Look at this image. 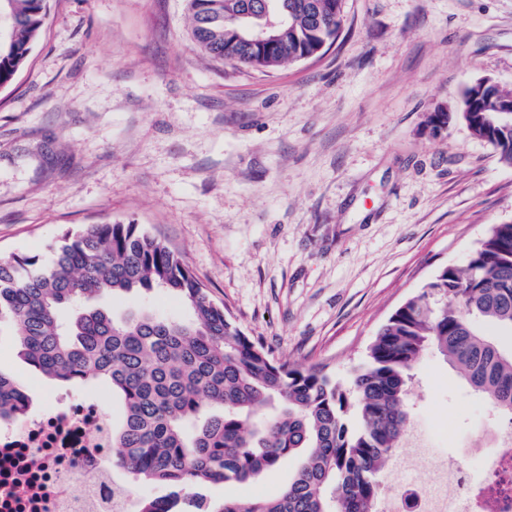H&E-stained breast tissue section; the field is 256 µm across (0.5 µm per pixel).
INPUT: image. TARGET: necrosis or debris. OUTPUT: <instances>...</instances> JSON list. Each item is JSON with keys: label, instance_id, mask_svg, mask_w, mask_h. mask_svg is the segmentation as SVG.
Returning a JSON list of instances; mask_svg holds the SVG:
<instances>
[{"label": "necrosis or debris", "instance_id": "necrosis-or-debris-1", "mask_svg": "<svg viewBox=\"0 0 512 512\" xmlns=\"http://www.w3.org/2000/svg\"><path fill=\"white\" fill-rule=\"evenodd\" d=\"M476 470L449 461L430 487L397 483L384 512H512V428ZM112 466L111 419L98 397L50 401L0 424V512H130Z\"/></svg>", "mask_w": 512, "mask_h": 512}]
</instances>
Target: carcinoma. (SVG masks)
<instances>
[{
	"mask_svg": "<svg viewBox=\"0 0 512 512\" xmlns=\"http://www.w3.org/2000/svg\"><path fill=\"white\" fill-rule=\"evenodd\" d=\"M257 0H187L192 37L207 54L272 72L319 55L342 27L346 0H280L289 30L254 51L236 32ZM0 86L23 67L47 15V0H4ZM480 138L509 121L501 112L459 111ZM512 165V132L492 142ZM161 290L186 314L112 301ZM43 375L106 385L122 400L112 428L115 467L170 489L138 498L133 512H375L382 476L408 433L411 370L435 349L493 409L512 420V349L484 332L512 333V221L493 224L462 264L439 269L377 332L367 362L343 383L276 356L214 300L180 254L139 224L68 230L38 255L0 256V324ZM31 406L25 385L0 371V422ZM303 460L266 499L215 505L199 489L247 483Z\"/></svg>",
	"mask_w": 512,
	"mask_h": 512,
	"instance_id": "obj_1",
	"label": "carcinoma"
}]
</instances>
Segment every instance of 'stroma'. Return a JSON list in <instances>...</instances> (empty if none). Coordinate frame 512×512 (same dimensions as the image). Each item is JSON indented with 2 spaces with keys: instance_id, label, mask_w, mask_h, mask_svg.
I'll use <instances>...</instances> for the list:
<instances>
[{
  "instance_id": "1",
  "label": "stroma",
  "mask_w": 512,
  "mask_h": 512,
  "mask_svg": "<svg viewBox=\"0 0 512 512\" xmlns=\"http://www.w3.org/2000/svg\"><path fill=\"white\" fill-rule=\"evenodd\" d=\"M48 5L0 88V254L142 225L245 332L344 380L439 267L512 221V165L462 123H429L478 79L512 88V0H347L324 55L272 73L201 52L186 0ZM0 371L37 409L67 391L6 333ZM413 373L411 428L472 466L496 429L489 401L435 350ZM298 465L205 493L273 497Z\"/></svg>"
}]
</instances>
